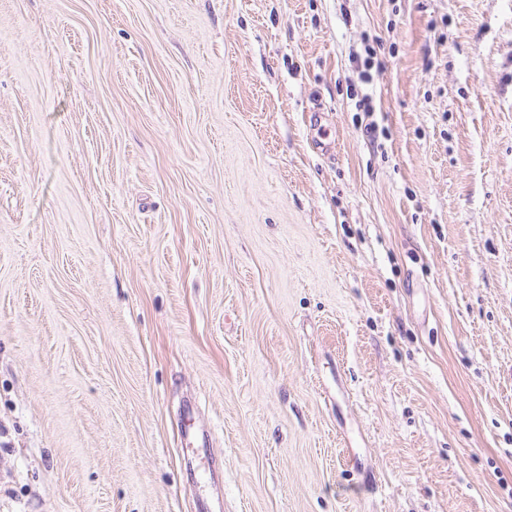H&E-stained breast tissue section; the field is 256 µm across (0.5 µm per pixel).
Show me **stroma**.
Masks as SVG:
<instances>
[{"instance_id": "obj_1", "label": "stroma", "mask_w": 512, "mask_h": 512, "mask_svg": "<svg viewBox=\"0 0 512 512\" xmlns=\"http://www.w3.org/2000/svg\"><path fill=\"white\" fill-rule=\"evenodd\" d=\"M201 497L512 512V0H0V512Z\"/></svg>"}]
</instances>
